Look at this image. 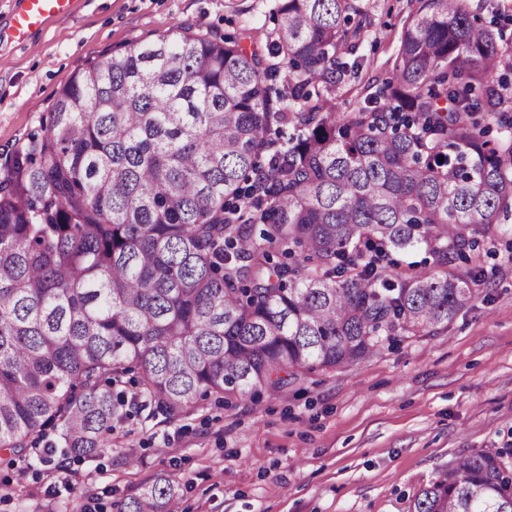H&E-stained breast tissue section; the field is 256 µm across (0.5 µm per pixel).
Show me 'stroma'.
Returning <instances> with one entry per match:
<instances>
[{"label":"stroma","mask_w":512,"mask_h":512,"mask_svg":"<svg viewBox=\"0 0 512 512\" xmlns=\"http://www.w3.org/2000/svg\"><path fill=\"white\" fill-rule=\"evenodd\" d=\"M374 18L357 77L336 88L355 112L392 76L411 0H363ZM276 0H74L25 40L0 0V164L40 130L55 94L89 61L186 25L265 43ZM488 299L436 336L403 335L336 369L176 421L131 416L96 458L30 467L0 457V512H116L158 478L168 512H411L449 462L512 448V246L482 256Z\"/></svg>","instance_id":"1"}]
</instances>
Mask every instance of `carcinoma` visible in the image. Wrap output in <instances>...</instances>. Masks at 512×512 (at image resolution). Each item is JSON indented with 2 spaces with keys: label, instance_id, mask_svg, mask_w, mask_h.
<instances>
[{
  "label": "carcinoma",
  "instance_id": "cac0c4a2",
  "mask_svg": "<svg viewBox=\"0 0 512 512\" xmlns=\"http://www.w3.org/2000/svg\"><path fill=\"white\" fill-rule=\"evenodd\" d=\"M416 2L357 112L333 95L361 66V0H277L262 47L179 26L57 91L0 168L1 453L58 428L53 451L92 456L129 407L278 391L479 298L483 268L457 261L512 234V49L468 0ZM417 249L430 268L393 258ZM507 455L448 464L413 512H512Z\"/></svg>",
  "mask_w": 512,
  "mask_h": 512
}]
</instances>
